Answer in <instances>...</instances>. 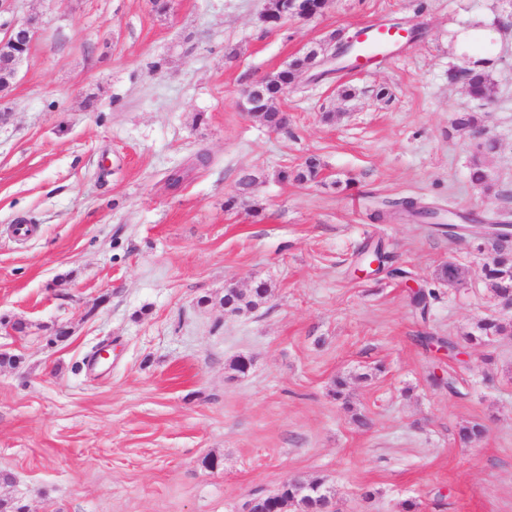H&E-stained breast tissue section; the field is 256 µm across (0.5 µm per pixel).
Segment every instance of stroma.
<instances>
[{"mask_svg":"<svg viewBox=\"0 0 512 512\" xmlns=\"http://www.w3.org/2000/svg\"><path fill=\"white\" fill-rule=\"evenodd\" d=\"M262 8L15 0L14 18L42 25L0 95V320L28 325L0 334L19 359L0 367V498L23 512H240L320 478L335 512L407 500L512 512V336L463 341L501 313L489 254L432 224L374 218L400 198L512 216V0H328L279 29ZM477 17L495 34L489 194L468 180L477 138L453 126L476 103L448 79L466 60L448 38ZM394 24L414 36L392 59L301 77L276 103L282 128L241 110L243 91L299 50ZM312 155L318 181L287 179ZM376 244L408 280L361 276L359 253ZM449 262L461 287L435 277ZM257 281L265 304L225 314V287ZM414 287L430 292L427 311ZM54 324L65 341L49 343ZM473 423L485 435L461 443Z\"/></svg>","mask_w":512,"mask_h":512,"instance_id":"stroma-1","label":"stroma"}]
</instances>
